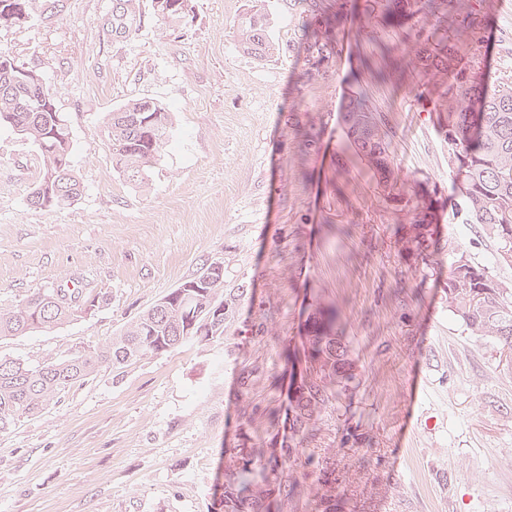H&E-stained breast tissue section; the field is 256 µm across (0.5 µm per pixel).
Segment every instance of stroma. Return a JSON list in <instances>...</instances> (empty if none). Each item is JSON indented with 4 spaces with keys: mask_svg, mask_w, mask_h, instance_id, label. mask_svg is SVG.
<instances>
[{
    "mask_svg": "<svg viewBox=\"0 0 512 512\" xmlns=\"http://www.w3.org/2000/svg\"><path fill=\"white\" fill-rule=\"evenodd\" d=\"M321 2L318 16L264 0L275 49L262 58L237 32L254 0H188L170 26L139 0L125 34L113 0H35L28 21L0 28V50L56 90L83 185L69 207L32 206L38 149L0 127V311L36 288L102 298L61 328L0 341V358L104 347L207 259L242 293L223 340L100 366L0 434V512H221L231 450L281 445L289 355L318 306L351 346L355 381L292 467L304 498L271 512H512V362L449 310L448 247L507 288L512 263L455 213L459 163L416 68L426 33L373 0ZM478 3L495 22L493 76L511 77L512 0ZM327 14L341 18L330 53L311 44ZM353 92L389 132L394 189L347 146ZM137 97L174 126L139 188L102 133ZM420 198L437 218L432 266L399 240Z\"/></svg>",
    "mask_w": 512,
    "mask_h": 512,
    "instance_id": "stroma-1",
    "label": "stroma"
}]
</instances>
